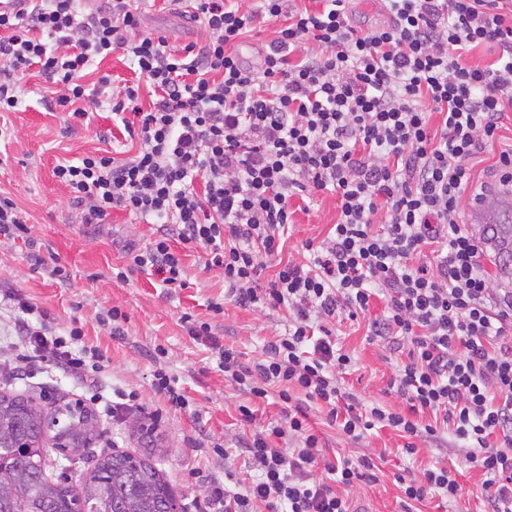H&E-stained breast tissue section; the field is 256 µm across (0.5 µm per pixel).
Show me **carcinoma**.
<instances>
[{
  "mask_svg": "<svg viewBox=\"0 0 512 512\" xmlns=\"http://www.w3.org/2000/svg\"><path fill=\"white\" fill-rule=\"evenodd\" d=\"M485 221L478 232L498 258L499 281L512 284V186L495 184ZM63 435L71 444L87 446L94 418L85 410L65 409ZM45 416L16 395H0V512H72L79 500L93 512H167L170 491L157 470L126 455H112L97 464L93 474L78 485L55 483L45 471L54 466L44 449L30 454L11 448L23 435L34 443L43 440Z\"/></svg>",
  "mask_w": 512,
  "mask_h": 512,
  "instance_id": "obj_1",
  "label": "carcinoma"
}]
</instances>
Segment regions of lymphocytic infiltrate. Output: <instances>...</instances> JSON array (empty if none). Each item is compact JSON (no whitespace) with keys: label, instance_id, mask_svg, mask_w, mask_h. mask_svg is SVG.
<instances>
[{"label":"lymphocytic infiltrate","instance_id":"f902f5d3","mask_svg":"<svg viewBox=\"0 0 512 512\" xmlns=\"http://www.w3.org/2000/svg\"><path fill=\"white\" fill-rule=\"evenodd\" d=\"M292 2L255 0L246 10L241 0H190L207 37L174 47L143 31L140 0H27L0 14V112L16 110L34 69L77 124L93 107L130 114L123 128L139 142L135 155H87L54 169L84 223H105L120 208L167 225L148 246L126 248L117 279L140 271L185 287L176 238L209 251L236 306L288 308L287 332L252 363L217 350L238 390L264 398L278 386L287 409L242 443L254 482L238 491L204 476L207 512H351L340 487L376 481L370 457L326 456L292 403L297 393L326 407L328 424L350 441L399 432L409 457L451 431L486 477V512H512V292L494 288L478 239L460 222L469 161L493 145L512 109V0H383L390 23L367 31L353 25L351 0H319L314 10ZM259 17L277 28L252 67L239 46ZM488 44L499 50L492 63L462 62L463 51ZM115 51L138 83L117 88L104 75L86 85ZM319 192L338 197V221L308 258L281 264L261 285L293 222L292 198ZM425 251L434 267L416 264ZM378 298L385 310L374 317ZM17 309L20 362L98 383L104 356L82 344L80 328L52 336L30 324L32 305ZM342 314L366 317L373 341L405 352L387 391L410 414L356 409L343 385L353 360L329 327ZM417 411L440 425L421 424ZM496 433L502 445L491 444ZM397 481L404 512L462 491L444 459Z\"/></svg>","mask_w":512,"mask_h":512}]
</instances>
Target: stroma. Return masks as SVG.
<instances>
[{
	"label": "stroma",
	"mask_w": 512,
	"mask_h": 512,
	"mask_svg": "<svg viewBox=\"0 0 512 512\" xmlns=\"http://www.w3.org/2000/svg\"><path fill=\"white\" fill-rule=\"evenodd\" d=\"M146 18L149 30L162 32L174 46L206 37L202 26L177 11L155 6ZM50 95L41 76L28 77L21 85V103L16 111L0 114V124L9 130L8 137L0 139V194L16 202L32 235L28 241L0 239V362L10 363L14 354L18 310L12 298L18 295L46 313L47 330L64 335L71 328H81L85 344L101 349L108 363L98 385L86 386L33 362L14 373L10 388L41 405L78 399L96 404V436L86 458L68 468L70 484L84 480L89 456L124 452L154 464L183 504L202 501L200 476L204 473L228 475L233 489H243L256 474L241 454L238 440L282 420L278 392L273 389L267 398L253 400L241 394L225 381L209 343L189 335L188 324L209 323L224 348L246 362L260 357L264 344L275 333L284 332L288 312L243 309L226 300L224 277L210 266L201 248L180 249L187 271L186 288L168 290L158 277L137 272L127 280H116L112 270L123 266L124 246H147L158 237V225L119 209L112 211L107 223H82L80 210L71 205L68 191L55 179L53 169L96 150L129 156L136 145L125 139L112 113L105 109L91 110L86 125L68 126L66 112L46 107ZM509 147L512 111L505 112L493 146L469 162L473 183L465 195L463 221H470L480 207L482 188L498 182L494 164L499 152ZM292 208V233L280 257L300 261L308 255L307 243H319L327 236L339 209L335 196L328 193L310 199L293 197ZM49 256L56 257L62 275L36 265V258ZM216 303L221 304V312L213 311ZM114 306L126 314L118 336L98 320L103 310ZM336 344L353 359L345 385L362 404L380 403L406 410L405 401L386 392L400 354L370 340L365 319L337 323ZM159 345L168 354L157 360L153 351ZM160 367L178 378L190 399L189 409L171 408L156 394L152 379ZM123 391L137 393V405L113 413L108 403ZM245 404L253 412L248 422L239 412ZM154 410L162 413L155 428L146 418ZM308 414L329 452L376 459L381 470L378 481H361L347 491L357 512H403L396 473L406 470L417 476L434 467L438 459L437 452L427 448L411 458L402 456L399 448L404 440L396 431L382 429L352 442L336 426L328 425L323 409L314 405ZM217 443L229 447V457L212 452V445ZM447 448L449 460L458 466L462 494L451 502L437 496L429 498L421 505V512H483L486 491L482 471L464 466L465 450L460 442L449 440Z\"/></svg>",
	"instance_id": "obj_1"
}]
</instances>
